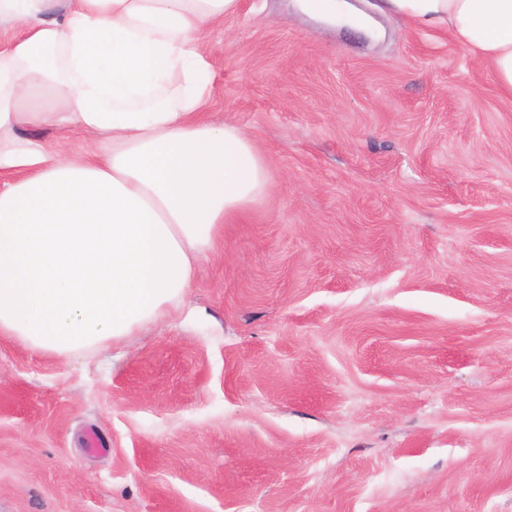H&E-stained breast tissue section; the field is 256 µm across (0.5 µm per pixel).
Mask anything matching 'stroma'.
<instances>
[{
    "instance_id": "1",
    "label": "stroma",
    "mask_w": 512,
    "mask_h": 512,
    "mask_svg": "<svg viewBox=\"0 0 512 512\" xmlns=\"http://www.w3.org/2000/svg\"><path fill=\"white\" fill-rule=\"evenodd\" d=\"M241 0L207 119L268 186L180 314L0 337V512H512V97L436 30Z\"/></svg>"
}]
</instances>
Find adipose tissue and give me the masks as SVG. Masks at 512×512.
I'll return each mask as SVG.
<instances>
[{
  "mask_svg": "<svg viewBox=\"0 0 512 512\" xmlns=\"http://www.w3.org/2000/svg\"><path fill=\"white\" fill-rule=\"evenodd\" d=\"M0 0V336L70 358L178 312L224 224L258 201L269 168L235 126L207 121L201 35L239 0ZM440 29L512 96V0H381ZM71 130L65 156L14 137ZM17 134L23 138L36 139L66 154L81 153L82 148L86 145L84 140L51 125L21 126L17 130Z\"/></svg>",
  "mask_w": 512,
  "mask_h": 512,
  "instance_id": "ef3b65f1",
  "label": "adipose tissue"
}]
</instances>
